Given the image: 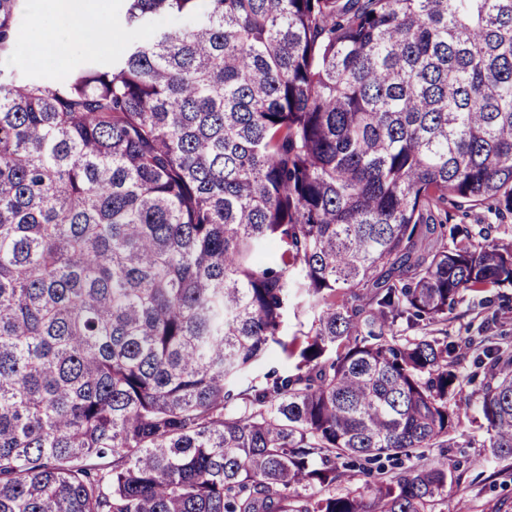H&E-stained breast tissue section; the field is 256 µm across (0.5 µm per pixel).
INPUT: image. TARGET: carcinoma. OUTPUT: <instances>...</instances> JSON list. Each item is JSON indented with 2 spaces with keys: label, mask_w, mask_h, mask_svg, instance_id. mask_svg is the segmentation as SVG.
<instances>
[{
  "label": "carcinoma",
  "mask_w": 512,
  "mask_h": 512,
  "mask_svg": "<svg viewBox=\"0 0 512 512\" xmlns=\"http://www.w3.org/2000/svg\"><path fill=\"white\" fill-rule=\"evenodd\" d=\"M126 2L110 68L0 73V512H452L387 471L512 458L448 335L512 237L447 224L512 214V0ZM449 219L448 225L452 224H492L493 226L501 228V234L506 228L510 234L512 228V217L508 216L504 220L499 219L495 214L489 213L483 208H475L471 211L457 210L448 208Z\"/></svg>",
  "instance_id": "obj_1"
}]
</instances>
